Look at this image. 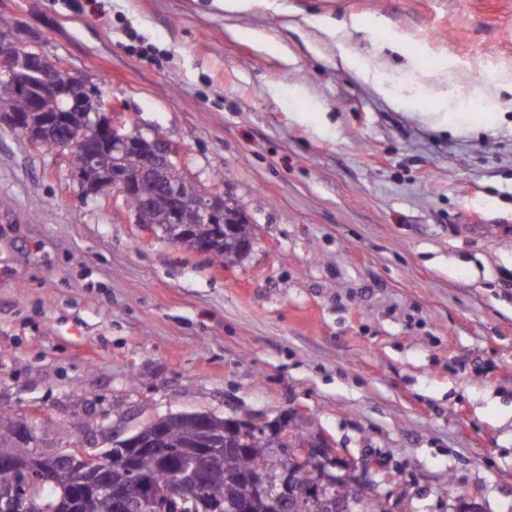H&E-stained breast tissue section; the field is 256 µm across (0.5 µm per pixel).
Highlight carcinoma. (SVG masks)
Here are the masks:
<instances>
[{"label": "carcinoma", "instance_id": "obj_1", "mask_svg": "<svg viewBox=\"0 0 512 512\" xmlns=\"http://www.w3.org/2000/svg\"><path fill=\"white\" fill-rule=\"evenodd\" d=\"M9 104L14 108L26 107V99L15 85L0 78V105ZM112 165V154H103L97 164L84 170L83 178L88 182L100 179L102 170ZM204 188L191 186L183 193L181 201V221L184 224H197L198 200ZM228 227L219 238H211L212 231L204 225L199 226L203 236L209 239L208 252L212 259L224 263V252L241 242L250 240L253 227L245 219L226 217ZM20 421L8 410L0 409V453L15 455H38L40 451L18 431ZM164 451L160 455H143L132 466L122 462L124 457L123 441L117 440L112 446V470L109 477L118 483L124 494L126 512H138L142 501L159 490L169 479L172 466L185 453L199 446V439L208 440L209 448H240L242 452L231 457L222 465L214 466L208 473L206 486L201 490L202 498L212 503V512H226L225 494L250 500L254 496L252 485L243 480L247 473L266 470H288L295 473L296 481L303 485L308 493L299 494L285 500L280 512H336V501L351 502L362 496L358 488L348 483L339 484L331 495H318L316 488L322 475L323 463L318 459L299 464L290 456L273 458L266 453L268 448H297L299 443L313 437L304 423L288 418L286 440L277 442L264 439L258 433L247 434V439L238 441L228 435L226 418L210 413L195 412L186 416L176 414L163 423ZM69 494L77 497L80 512H110L109 504L102 497L88 491L90 474L73 463L68 468ZM31 485L40 491L43 498L53 502L62 496V490L39 473L31 480ZM198 500L178 501L169 506L160 499L156 502L155 512H197Z\"/></svg>", "mask_w": 512, "mask_h": 512}]
</instances>
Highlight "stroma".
Segmentation results:
<instances>
[{"label":"stroma","mask_w":512,"mask_h":512,"mask_svg":"<svg viewBox=\"0 0 512 512\" xmlns=\"http://www.w3.org/2000/svg\"><path fill=\"white\" fill-rule=\"evenodd\" d=\"M0 14L185 149L255 233L219 265L82 199L66 158L1 126L0 407L38 447L65 445L44 414L95 439L167 414L299 408L347 457L383 462L391 482L371 481L394 512H512V91L470 85L512 72V0H0Z\"/></svg>","instance_id":"stroma-1"}]
</instances>
